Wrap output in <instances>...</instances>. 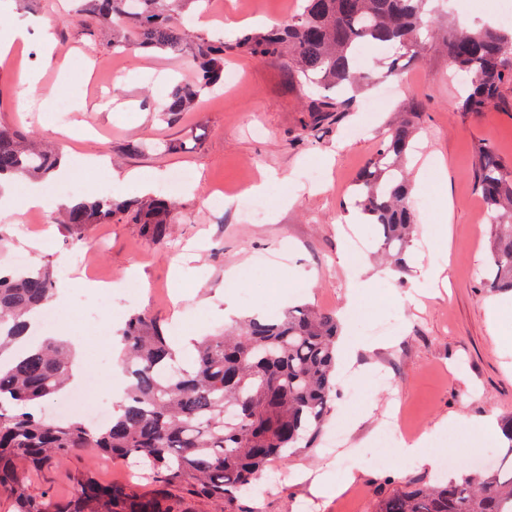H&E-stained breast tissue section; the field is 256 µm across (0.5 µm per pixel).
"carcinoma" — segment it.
<instances>
[{"instance_id":"obj_1","label":"carcinoma","mask_w":512,"mask_h":512,"mask_svg":"<svg viewBox=\"0 0 512 512\" xmlns=\"http://www.w3.org/2000/svg\"><path fill=\"white\" fill-rule=\"evenodd\" d=\"M75 2L74 18L112 32L114 47L191 54L195 80L179 85L162 105L171 117L191 111L204 90L224 82V55L233 54L285 60L288 76L315 89L307 111L325 121L348 111L346 91L378 79L361 68L364 50H395L383 77L400 79L404 63L424 50L431 0H302L288 19L228 44L190 40L185 12L202 0ZM448 53L455 75L466 76L461 111L477 115L503 101L504 87H512V26H463L448 33ZM416 118L412 108L390 125L356 183L357 207L378 226L385 252L399 262L415 224L406 163ZM59 160V154L0 128V181L45 178ZM474 181L492 229L483 286L512 293V169L484 144ZM176 216V202L163 195L121 202L105 196L74 201L60 223L75 230L139 224L151 241L163 243ZM54 286L47 268L0 271V492L14 501L15 512H179L163 492L89 476L66 502L28 492L30 474L83 448L147 461L152 477L168 488L234 500L250 493L272 462L310 447L320 433L335 393L339 326L335 313L307 304L279 318L249 316L228 333L201 338L188 366L176 363L156 319L134 314L122 331L128 387L110 423L96 429L80 421L44 420L39 406L68 383L71 353L58 341H30L26 317L43 308ZM373 512H512V474L500 466L470 467L435 485L408 480L378 496Z\"/></svg>"}]
</instances>
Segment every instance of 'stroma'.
<instances>
[{
  "label": "stroma",
  "instance_id": "1",
  "mask_svg": "<svg viewBox=\"0 0 512 512\" xmlns=\"http://www.w3.org/2000/svg\"><path fill=\"white\" fill-rule=\"evenodd\" d=\"M210 0L216 26L188 19L192 38L229 40L279 22L300 0ZM66 0H0V37L29 29V43H15L16 63L0 67V126L38 136L74 159L72 178L83 197L111 194L95 167L125 175L158 174L160 184L188 174L175 197L179 220L167 243L157 244L136 224H94L76 231L53 223L28 227L29 213L0 214V267L13 254L30 265L47 266L58 289L77 297L88 262L93 273L135 277L141 291H112L105 311L113 330L144 313L157 319L181 354L185 337L222 333L251 314L275 316L308 303L333 311L342 322L337 351L336 393L325 415L327 432L344 427L358 455L343 467L324 437L285 461L273 462L281 481L270 493L253 492L232 502L185 498L186 512H294L309 501L314 512H372L381 493L413 478L439 479L438 466L380 447L379 436L393 412L415 424L436 456L457 461V449L487 439L481 420L512 417V295L491 294L478 280L489 258L490 227L474 185L480 145H491L512 165V110L493 108L473 116L461 112V88L442 47L450 30L494 23V11H472L468 0L441 7L427 23L433 31L422 56L410 63L400 84L383 82L356 97L334 122H315L306 112V89L291 82L278 58L236 57L235 87L204 93L197 111L177 118L159 112L175 84L192 81L187 57L161 51L127 53L91 35L85 25L65 20ZM54 23L56 47L44 58L37 34ZM34 69L39 90L26 92L19 76ZM72 97L65 118L58 98ZM419 114L418 152L411 164L412 196L426 200L404 252L406 266L381 261L376 225L363 223L355 206V178L372 158L402 101ZM274 183L263 192V221L245 222L238 192L263 174ZM352 230L366 242L353 253L344 236ZM272 258L270 270L255 274L257 257ZM59 335L84 344L86 375L96 387L86 398L94 409L106 384L99 370L112 358L94 324L67 306ZM127 465L84 449L39 472L32 494L45 489L74 497L88 475L123 482ZM346 480L343 491L319 492L311 476Z\"/></svg>",
  "mask_w": 512,
  "mask_h": 512
}]
</instances>
